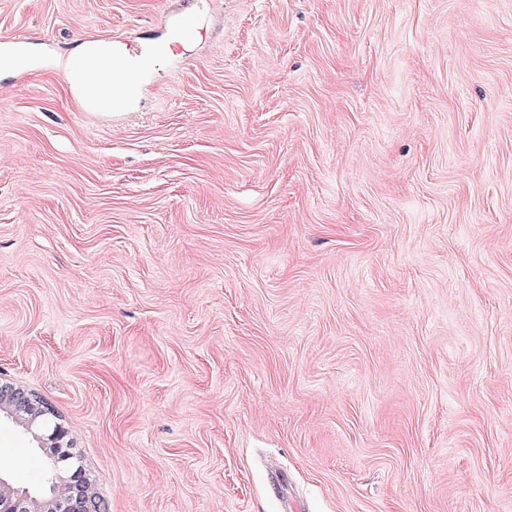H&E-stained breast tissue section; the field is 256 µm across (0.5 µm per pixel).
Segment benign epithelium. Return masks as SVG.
Returning <instances> with one entry per match:
<instances>
[{"label":"benign epithelium","mask_w":512,"mask_h":512,"mask_svg":"<svg viewBox=\"0 0 512 512\" xmlns=\"http://www.w3.org/2000/svg\"><path fill=\"white\" fill-rule=\"evenodd\" d=\"M55 411L39 396L0 383V417L20 423L45 454V464L53 483L63 491L37 498L0 476V512H101L102 503L91 489L90 480L81 478L78 454L73 452L68 429L59 421H49Z\"/></svg>","instance_id":"obj_1"}]
</instances>
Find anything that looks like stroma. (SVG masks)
Returning a JSON list of instances; mask_svg holds the SVG:
<instances>
[{
    "label": "stroma",
    "mask_w": 512,
    "mask_h": 512,
    "mask_svg": "<svg viewBox=\"0 0 512 512\" xmlns=\"http://www.w3.org/2000/svg\"><path fill=\"white\" fill-rule=\"evenodd\" d=\"M8 51L0 379L107 512H512V0H0ZM76 55L80 61L102 64L93 68L70 67L67 71L68 84L76 86L85 101L105 105L117 90L125 104L135 99L147 66L144 59H133L112 41L85 42L76 49Z\"/></svg>",
    "instance_id": "obj_1"
}]
</instances>
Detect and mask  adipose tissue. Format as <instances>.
Instances as JSON below:
<instances>
[{"label": "adipose tissue", "instance_id": "1", "mask_svg": "<svg viewBox=\"0 0 512 512\" xmlns=\"http://www.w3.org/2000/svg\"><path fill=\"white\" fill-rule=\"evenodd\" d=\"M76 54L83 64L68 69L67 82L80 90L85 101L102 106L117 93L124 102L135 99L145 60L130 57L122 46L109 41L83 43Z\"/></svg>", "mask_w": 512, "mask_h": 512}]
</instances>
